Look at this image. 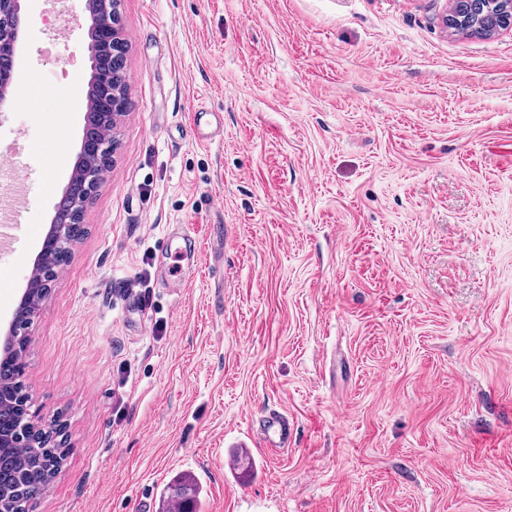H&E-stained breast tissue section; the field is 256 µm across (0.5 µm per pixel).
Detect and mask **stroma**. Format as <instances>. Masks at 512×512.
<instances>
[{
    "mask_svg": "<svg viewBox=\"0 0 512 512\" xmlns=\"http://www.w3.org/2000/svg\"><path fill=\"white\" fill-rule=\"evenodd\" d=\"M451 0H119L127 109L28 333L31 512H512V27ZM0 335L85 126L86 0H24ZM222 113L213 144L198 109ZM292 438H250L267 413ZM201 493L202 487L195 476L185 473L167 483L161 490V497L167 505L183 498L189 499L193 509L190 512H197L200 508Z\"/></svg>",
    "mask_w": 512,
    "mask_h": 512,
    "instance_id": "35a3bbf8",
    "label": "stroma"
}]
</instances>
